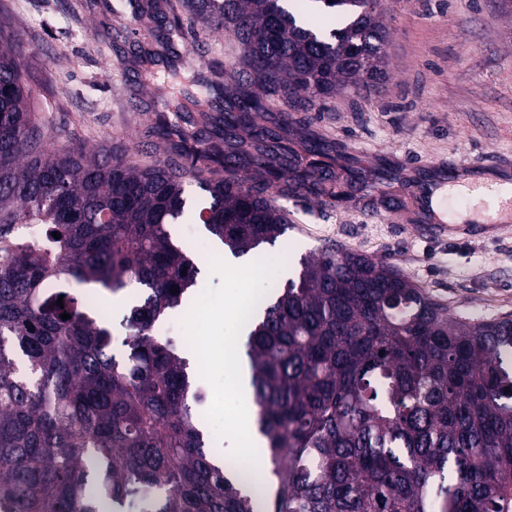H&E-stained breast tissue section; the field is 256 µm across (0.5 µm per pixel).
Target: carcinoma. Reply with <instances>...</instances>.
I'll list each match as a JSON object with an SVG mask.
<instances>
[{
	"label": "carcinoma",
	"mask_w": 512,
	"mask_h": 512,
	"mask_svg": "<svg viewBox=\"0 0 512 512\" xmlns=\"http://www.w3.org/2000/svg\"><path fill=\"white\" fill-rule=\"evenodd\" d=\"M363 2L134 0L155 46L139 60L162 63L199 30L238 45L231 90L224 71L208 77L185 55L167 67L194 72L211 94L208 136L143 167L53 147L30 108L28 39L0 29V228L45 225L41 240L0 235V512H512L507 316L450 317L355 251L304 260L244 326L271 464L260 493L238 466L212 462L183 346L152 333L199 272L170 225L192 214L242 257L288 229L270 189L343 195L334 152L314 138L298 152L288 115L270 124L269 102L308 111L386 77L387 28ZM323 11L336 18L328 33L308 23ZM198 102L185 87L166 111ZM191 181L204 197L186 195ZM74 283L139 289L121 321L122 357ZM52 285L68 290L67 309Z\"/></svg>",
	"instance_id": "obj_1"
}]
</instances>
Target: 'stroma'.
Wrapping results in <instances>:
<instances>
[{"mask_svg": "<svg viewBox=\"0 0 512 512\" xmlns=\"http://www.w3.org/2000/svg\"><path fill=\"white\" fill-rule=\"evenodd\" d=\"M389 30L388 80L331 98L324 110L292 113L291 137L312 133L336 145L335 172L347 197L332 206L282 200L291 226L275 245L276 281L297 273L301 257L326 244L356 250L407 275L453 317L512 316V216L493 232L422 239L429 203L453 176L512 174V8L502 0H381ZM126 0H0V20L26 30L33 106L62 144L103 150L137 164L162 161L166 142L143 111L121 65L128 44L114 39ZM200 265L196 287L169 312L174 336L206 285L221 247L199 224H176Z\"/></svg>", "mask_w": 512, "mask_h": 512, "instance_id": "stroma-1", "label": "stroma"}]
</instances>
